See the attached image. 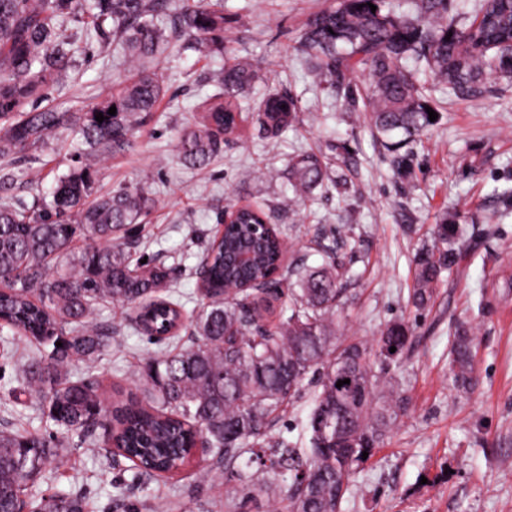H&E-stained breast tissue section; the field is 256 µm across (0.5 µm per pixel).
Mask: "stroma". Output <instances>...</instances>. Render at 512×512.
I'll list each match as a JSON object with an SVG mask.
<instances>
[{"mask_svg": "<svg viewBox=\"0 0 512 512\" xmlns=\"http://www.w3.org/2000/svg\"><path fill=\"white\" fill-rule=\"evenodd\" d=\"M335 3L224 0L225 52L204 57L188 50L159 60L166 87L159 112L138 131L130 152L103 162L94 189L102 194L142 185L156 199L149 222L127 240L134 258L171 269L175 296L191 317L200 308L195 269L230 202L265 209L293 263L322 266L329 259L326 245L348 239L338 252L351 268L341 312L344 338L370 341L398 320L413 326L414 337L403 362L389 367L408 398L406 412L385 447L355 470L342 512H512V268L501 262L512 255V84L488 78L477 93L462 95L428 81L438 117L407 143L411 168L398 171L363 107H348L344 91L311 69L299 49L312 16ZM229 54L266 74L256 94L286 89L297 95L300 121L273 138L245 118L214 162L188 168L177 153L178 137L214 94L211 78ZM120 72L107 22L83 40L67 77L39 105L86 111L111 92ZM79 141L70 126L51 149L0 160V169L14 175L11 186H0V200L29 207L34 199H51L58 176L74 165ZM310 150L328 161L332 185L288 208V161ZM34 166L42 170L36 186L28 176ZM444 219L459 228L457 262L442 273L431 303L418 309L410 301L411 260ZM133 316L122 305L98 306L95 320L111 328V343L94 368L81 362L70 368L72 375L98 381L107 406L116 392L143 393L128 371L171 346L132 331ZM458 322L470 324L479 338L478 385L469 394L448 387V336ZM314 392V384L305 383L273 427L301 448L309 445L304 427ZM1 428L64 438L68 452L47 465L37 496L77 492L88 512H171L178 496L196 503L198 512H224L223 474L198 485L193 460L167 492L139 477L129 460L113 457L102 425L93 429L95 451H88L83 435L49 418L17 364L0 367Z\"/></svg>", "mask_w": 512, "mask_h": 512, "instance_id": "35a3bbf8", "label": "stroma"}]
</instances>
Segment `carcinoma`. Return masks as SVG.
Listing matches in <instances>:
<instances>
[{
	"instance_id": "carcinoma-1",
	"label": "carcinoma",
	"mask_w": 512,
	"mask_h": 512,
	"mask_svg": "<svg viewBox=\"0 0 512 512\" xmlns=\"http://www.w3.org/2000/svg\"><path fill=\"white\" fill-rule=\"evenodd\" d=\"M384 4L339 0L310 20L300 47L314 53L331 85L348 87L352 104L361 100L371 107L374 131L393 149L432 125L420 72L462 94L476 92L492 74L512 83V0H482L469 24L448 20V0H416V21L394 19L383 12ZM70 13L87 15L96 30L112 19L129 75L112 80V94L86 112L29 111L26 106L44 98L72 66L75 38L59 21ZM222 48L224 13L212 0H0V157L40 149L68 123L79 126L86 145L77 150V165L58 177L52 201L30 207L0 203V325L38 346L24 380L47 404L49 418L68 431L87 434L98 418H106L95 381L75 379L69 369L74 361L93 364L109 346V329L93 321L98 305H133L136 331L149 324L170 341L181 327L182 305L169 291L168 269L131 268V252L122 242L156 202L143 186L93 196L100 164L131 150L136 131L158 111L165 96L156 72L159 56ZM364 70L370 83L362 88L354 78ZM262 80L248 62L224 63L219 91L178 138L186 167L208 166L224 136L237 134L244 95ZM112 106L114 115L108 114ZM255 112L263 130L276 134L298 119L302 107L290 93L276 91L262 97ZM99 113L101 123L95 120ZM398 134L402 138L393 140ZM327 181L328 163L317 154L290 158L293 202L327 187ZM263 218L261 210L242 208L223 235L210 239L192 344L137 372L146 400L130 396L116 403L108 421L110 445L139 475L164 481L188 464L189 450L203 431L213 459L224 462L227 512H340L353 470L364 462L362 452L373 455L397 424L404 390L384 363L403 359L412 332L402 322H390L371 343L341 340L339 313L349 269L335 259L316 270L283 266L275 226L253 264L235 263L241 234ZM457 238V227L445 219L436 225L432 243L415 255L414 306L429 304L440 274L455 264ZM277 269L290 285L288 303L261 333L260 321L271 308L261 307L253 295ZM477 348L472 329L457 325L448 378L459 393L476 385ZM309 377L316 384L306 424L310 447L299 448L266 428L286 412ZM344 379L350 383L336 387ZM64 451L43 436L0 429V512H21V491ZM252 467L256 471L247 473ZM86 509L85 498L74 493L38 505V512Z\"/></svg>"
}]
</instances>
